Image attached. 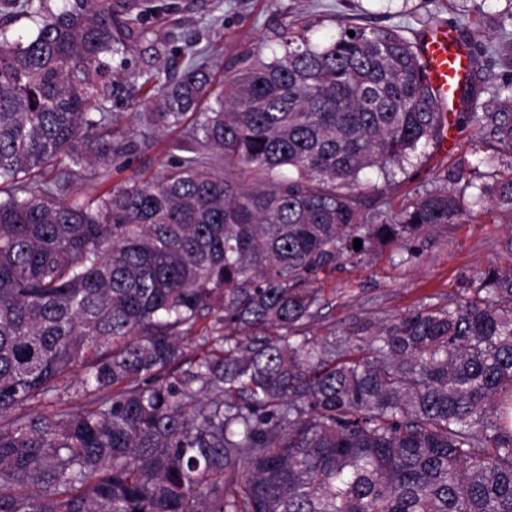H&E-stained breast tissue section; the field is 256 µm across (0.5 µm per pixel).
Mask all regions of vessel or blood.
Wrapping results in <instances>:
<instances>
[{"instance_id": "vessel-or-blood-1", "label": "vessel or blood", "mask_w": 512, "mask_h": 512, "mask_svg": "<svg viewBox=\"0 0 512 512\" xmlns=\"http://www.w3.org/2000/svg\"><path fill=\"white\" fill-rule=\"evenodd\" d=\"M417 48L427 80L440 99L460 102L473 70L470 45L451 26L439 24L422 34Z\"/></svg>"}]
</instances>
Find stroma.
Masks as SVG:
<instances>
[{"label": "stroma", "mask_w": 512, "mask_h": 512, "mask_svg": "<svg viewBox=\"0 0 512 512\" xmlns=\"http://www.w3.org/2000/svg\"><path fill=\"white\" fill-rule=\"evenodd\" d=\"M160 10L145 14L146 39L129 42L124 53L104 55L114 91L107 103L114 128L140 140L138 153L114 172L119 184L139 171L152 178L170 160L182 156L184 134L170 128L149 130L143 113L155 111L159 88L136 79L150 70L160 76L182 71L193 52L208 61L212 86L222 89L227 77L246 68L253 54L271 59L283 28L309 26L310 38L323 42L337 21L378 28H399L409 40L434 24H454L462 38L481 35L499 56L482 62L475 73L488 87L512 77V43L502 25L512 15V0H161ZM454 146L428 147L426 156L404 167L371 170L365 175L380 195V211L404 208L417 196L445 183L448 166L478 164L469 130L449 126ZM512 262V209L479 208L473 217L445 224L427 235L344 262L317 286L322 307L306 329L308 335L344 338L370 336L401 317L426 307L444 308L469 297L485 271Z\"/></svg>", "instance_id": "stroma-1"}]
</instances>
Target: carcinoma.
Masks as SVG:
<instances>
[{"label": "carcinoma", "mask_w": 512, "mask_h": 512, "mask_svg": "<svg viewBox=\"0 0 512 512\" xmlns=\"http://www.w3.org/2000/svg\"><path fill=\"white\" fill-rule=\"evenodd\" d=\"M1 13L40 21L25 42L0 22V512H512L511 263L354 344L304 332L320 273L471 214L448 188L373 208L362 174L447 122L400 30H285L205 112L202 67L165 78L146 122L184 127L190 155L85 202L59 184L137 150L101 56L147 35L143 11ZM483 91L454 123L511 171L475 204L512 207V80Z\"/></svg>", "instance_id": "cac0c4a2"}]
</instances>
